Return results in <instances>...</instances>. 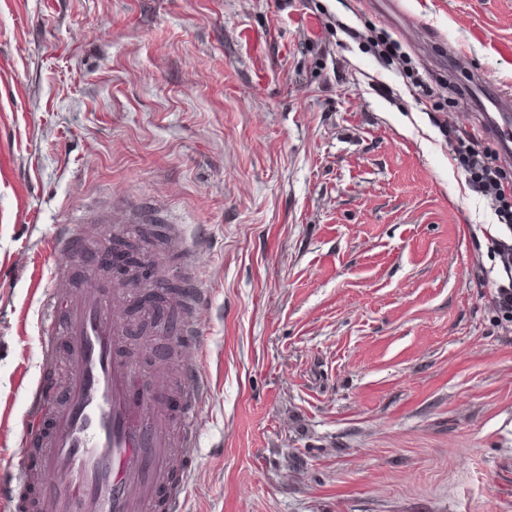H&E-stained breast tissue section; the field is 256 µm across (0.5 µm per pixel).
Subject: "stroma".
Listing matches in <instances>:
<instances>
[{
	"instance_id": "obj_1",
	"label": "stroma",
	"mask_w": 512,
	"mask_h": 512,
	"mask_svg": "<svg viewBox=\"0 0 512 512\" xmlns=\"http://www.w3.org/2000/svg\"><path fill=\"white\" fill-rule=\"evenodd\" d=\"M0 0V466L43 369L60 224L182 227L210 389L187 512H512L506 235L446 134L512 88V0ZM445 75L434 113L370 37ZM131 300L126 350L185 409Z\"/></svg>"
}]
</instances>
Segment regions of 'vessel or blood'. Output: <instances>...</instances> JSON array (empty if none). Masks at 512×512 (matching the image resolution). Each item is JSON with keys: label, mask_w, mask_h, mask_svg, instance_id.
<instances>
[{"label": "vessel or blood", "mask_w": 512, "mask_h": 512, "mask_svg": "<svg viewBox=\"0 0 512 512\" xmlns=\"http://www.w3.org/2000/svg\"><path fill=\"white\" fill-rule=\"evenodd\" d=\"M512 95L500 94L486 129L502 148L512 147V116L504 110ZM86 227L65 224L54 245L65 255L83 251ZM120 289L89 278L77 291L56 289L46 296L41 351L45 367L28 394L21 444L37 447V475L23 467L0 470V497L17 512H186L184 489L197 456L196 403L208 390L199 368L189 366L182 388L189 397L181 426L183 465L171 470L170 425L159 413L161 395L123 350L121 325L113 311ZM206 291L184 285L174 304L185 314L181 342L197 344L195 317ZM69 340L70 375L62 402H55L54 345L57 330ZM33 492L19 498L25 486Z\"/></svg>", "instance_id": "vessel-or-blood-1"}]
</instances>
